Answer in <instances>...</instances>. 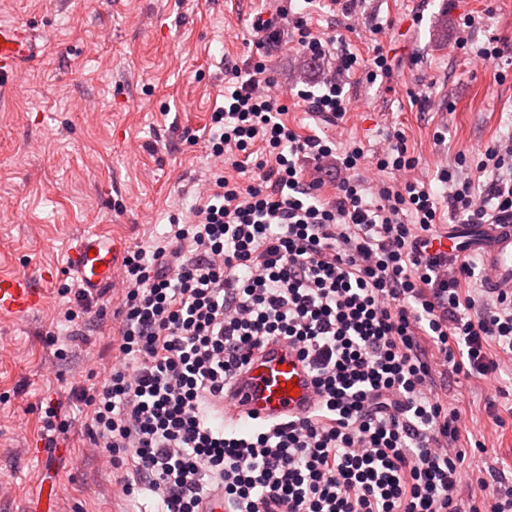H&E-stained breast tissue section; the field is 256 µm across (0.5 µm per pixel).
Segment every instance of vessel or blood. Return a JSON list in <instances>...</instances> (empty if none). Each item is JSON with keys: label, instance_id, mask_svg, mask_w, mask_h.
Masks as SVG:
<instances>
[{"label": "vessel or blood", "instance_id": "obj_1", "mask_svg": "<svg viewBox=\"0 0 512 512\" xmlns=\"http://www.w3.org/2000/svg\"><path fill=\"white\" fill-rule=\"evenodd\" d=\"M32 52L30 34L18 25L0 24V84L14 75ZM120 245L107 235L87 234L75 240L69 265L88 294L113 287ZM439 252L480 254L491 277L488 288H512V223L448 225L438 237ZM52 272L41 276L0 275V314L22 317L38 309ZM295 391H288V383ZM316 401V387L305 362L287 343L265 345L254 353L224 392V421L231 425L284 421L306 416Z\"/></svg>", "mask_w": 512, "mask_h": 512}]
</instances>
